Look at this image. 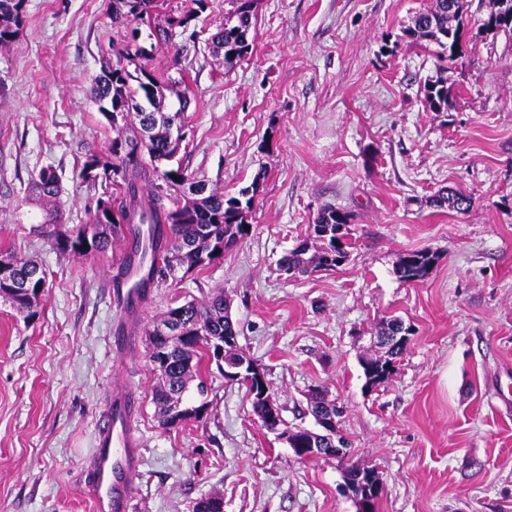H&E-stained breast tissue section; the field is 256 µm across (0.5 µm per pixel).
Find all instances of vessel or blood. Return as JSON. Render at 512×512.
Returning <instances> with one entry per match:
<instances>
[{
    "label": "vessel or blood",
    "mask_w": 512,
    "mask_h": 512,
    "mask_svg": "<svg viewBox=\"0 0 512 512\" xmlns=\"http://www.w3.org/2000/svg\"><path fill=\"white\" fill-rule=\"evenodd\" d=\"M138 311L123 309L113 326L115 349L127 345ZM139 409L135 390L113 392L100 414L91 463L80 476V491L93 512H133L132 476L141 465V438L134 426Z\"/></svg>",
    "instance_id": "1"
}]
</instances>
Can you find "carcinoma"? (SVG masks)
Instances as JSON below:
<instances>
[{
    "instance_id": "carcinoma-1",
    "label": "carcinoma",
    "mask_w": 512,
    "mask_h": 512,
    "mask_svg": "<svg viewBox=\"0 0 512 512\" xmlns=\"http://www.w3.org/2000/svg\"><path fill=\"white\" fill-rule=\"evenodd\" d=\"M256 0H230L231 9L224 15V27L213 36L214 46H224V65L232 68L252 53L253 42L239 40L238 31H253ZM165 0H112V21L116 24L149 25L148 37L155 46L168 44L173 31L185 28L194 15H162ZM471 0H430L427 7L414 17L405 35L416 44H435L447 54L446 60L454 63L464 53L448 51V43L440 40L436 31L450 29L453 36L463 38L464 17L468 14ZM25 11V0H0V46L10 43L17 34ZM122 60L106 68L97 76L92 89L93 97L100 103V110H111L119 104L132 103L142 106L122 116L123 124L112 121L117 136L112 139L110 158L95 157L99 172L112 181L114 189L98 202L109 205L112 220L99 222L94 215L77 229L55 235L56 248L66 254L87 257L103 253L112 242L124 243L127 254L150 259L146 276L139 287L149 288L155 281L185 272L202 271L224 254V249L236 244L248 235V215L251 207L240 196H227L215 188L206 189L198 200H186V186L194 177L181 166L161 168L178 153L179 147L171 146L168 137L170 123L183 127L181 113L187 108L189 90L175 91L176 83L165 81L152 74L148 61L150 53L136 41L126 44L120 52ZM174 98L179 109L167 111V101ZM424 99L430 110L435 106L448 110V78L440 76L424 85ZM159 125L155 135L144 140L140 131L145 125ZM32 188L38 200L47 210L49 221L59 222V180L51 169H42L33 178ZM434 206L462 213L471 206V197L461 191L446 188L438 190L433 198ZM348 225L349 215L336 209H326L310 230V236L320 242V247L310 251L305 240L297 243L280 260L279 267L295 269L300 274L311 270L336 268V258L347 257L344 232L336 234V226ZM88 246H83L82 241ZM436 255L430 251H411L401 257L396 273L405 282L423 279L434 264ZM37 265L15 260V275L19 291L0 293V298L34 318L28 289H47L46 277L36 276ZM148 342L157 349L160 361L158 385L152 400L160 425L169 427L162 409L167 400L183 396L192 382L204 394L206 385L202 378L203 365L216 359V344L224 343V337L237 336L234 323L224 313V290L218 289L207 300L187 301L170 307L163 317L145 329ZM406 352L398 348L389 357L369 359L363 363L366 380L376 377L388 380L385 365L397 361Z\"/></svg>"
}]
</instances>
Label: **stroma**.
I'll use <instances>...</instances> for the list:
<instances>
[{
	"label": "stroma",
	"mask_w": 512,
	"mask_h": 512,
	"mask_svg": "<svg viewBox=\"0 0 512 512\" xmlns=\"http://www.w3.org/2000/svg\"><path fill=\"white\" fill-rule=\"evenodd\" d=\"M207 2L151 67L191 90L176 163L229 196L258 184L250 229L208 268L152 289L121 374L109 275L123 245L79 258L53 240L112 188L80 172L109 153L114 133L90 88L130 31L113 25L109 0H26L0 49V253L38 263L49 284L31 321L0 300V512H92L80 472L106 397L124 385L141 397L134 512H191L211 493L224 512H356L339 463L300 460L216 366L206 394L185 395L203 415L160 426L143 328L219 289L288 427L313 428V389L343 406L348 464L384 483L377 512H512V33L480 32L488 3L472 0L454 107L432 112L423 86L438 48L401 37L429 0H258L253 52L231 69L211 42L230 5ZM44 168L60 181L57 226L30 192ZM444 187L470 208L433 207ZM327 207L351 217L346 262L281 275ZM413 250L437 260L407 283L396 267ZM392 315L413 335L393 375L370 386L361 361L377 356L371 338Z\"/></svg>",
	"instance_id": "stroma-1"
}]
</instances>
